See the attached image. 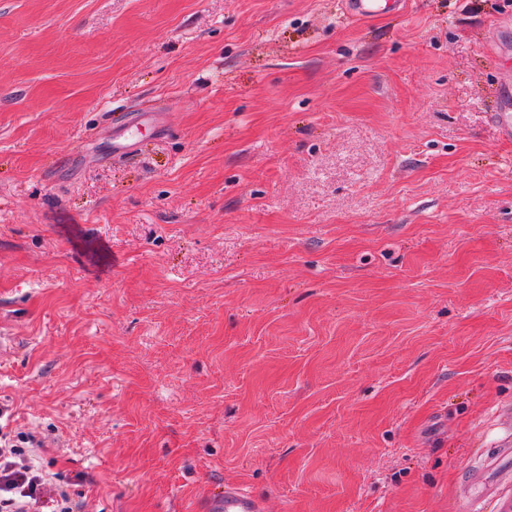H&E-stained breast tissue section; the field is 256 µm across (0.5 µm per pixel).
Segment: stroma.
Instances as JSON below:
<instances>
[{
  "label": "stroma",
  "mask_w": 512,
  "mask_h": 512,
  "mask_svg": "<svg viewBox=\"0 0 512 512\" xmlns=\"http://www.w3.org/2000/svg\"><path fill=\"white\" fill-rule=\"evenodd\" d=\"M507 13L0 0V432L86 512L228 481L478 512L512 411ZM497 99L498 107L496 112H493L495 122L501 130L502 137L512 140V85L510 83L499 87Z\"/></svg>",
  "instance_id": "1"
}]
</instances>
